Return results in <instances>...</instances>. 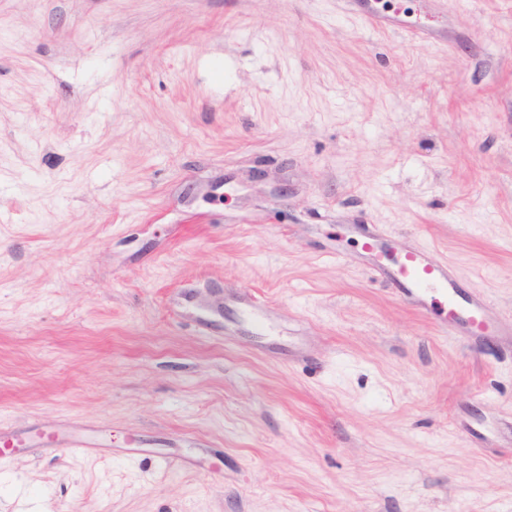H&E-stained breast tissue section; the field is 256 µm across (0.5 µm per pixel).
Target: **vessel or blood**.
<instances>
[{
	"label": "vessel or blood",
	"mask_w": 512,
	"mask_h": 512,
	"mask_svg": "<svg viewBox=\"0 0 512 512\" xmlns=\"http://www.w3.org/2000/svg\"><path fill=\"white\" fill-rule=\"evenodd\" d=\"M388 277L407 294L434 292L446 298L450 321L466 323L472 331L479 333L487 330L489 314L486 305L464 298L451 277L447 263L431 257L427 250L414 248L404 251L399 265L389 272Z\"/></svg>",
	"instance_id": "b4317fda"
}]
</instances>
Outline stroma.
Here are the masks:
<instances>
[{"label": "stroma", "mask_w": 512, "mask_h": 512, "mask_svg": "<svg viewBox=\"0 0 512 512\" xmlns=\"http://www.w3.org/2000/svg\"><path fill=\"white\" fill-rule=\"evenodd\" d=\"M0 435V512H512V0H0ZM385 275L407 294L434 292L446 298L448 320L464 322L474 332L483 333L488 329L487 306L464 298L448 271L447 263L431 257L426 249L404 251L397 268Z\"/></svg>", "instance_id": "35a3bbf8"}]
</instances>
